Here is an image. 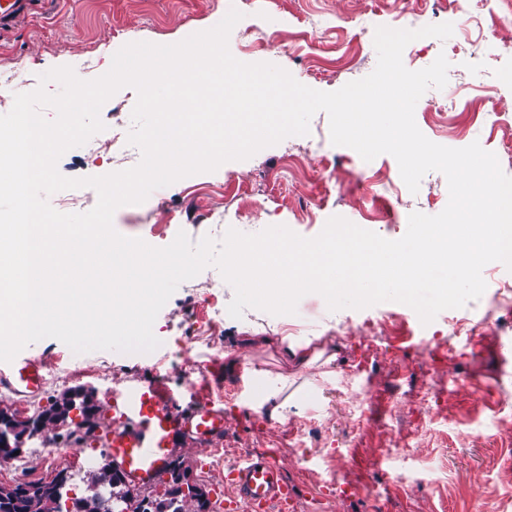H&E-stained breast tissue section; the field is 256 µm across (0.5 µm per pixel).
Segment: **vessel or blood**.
Wrapping results in <instances>:
<instances>
[{
  "label": "vessel or blood",
  "mask_w": 512,
  "mask_h": 512,
  "mask_svg": "<svg viewBox=\"0 0 512 512\" xmlns=\"http://www.w3.org/2000/svg\"><path fill=\"white\" fill-rule=\"evenodd\" d=\"M51 0H0V30L14 26L36 5ZM41 358L20 354L0 362V385L13 393L34 395L44 385ZM112 462L130 483L151 487L174 458L179 442L222 447L231 422L223 408L191 395H178L155 382L130 386L112 400ZM225 512H296L298 489L282 475V465L268 453L247 452L224 469Z\"/></svg>",
  "instance_id": "vessel-or-blood-1"
}]
</instances>
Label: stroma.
I'll use <instances>...</instances> for the list:
<instances>
[{"instance_id": "obj_1", "label": "stroma", "mask_w": 512, "mask_h": 512, "mask_svg": "<svg viewBox=\"0 0 512 512\" xmlns=\"http://www.w3.org/2000/svg\"><path fill=\"white\" fill-rule=\"evenodd\" d=\"M242 18L229 37L232 55L266 62L312 89L331 92L369 75L377 53L368 28L403 23L415 14L452 23L444 41L426 40L404 51L411 70L438 55L450 63L443 89L418 101L415 121L434 143L463 148L471 143L493 152L512 175V86L495 84L498 65L512 63V0H55L45 12L0 32V85L22 66L40 73L72 67L83 80L106 73L112 56L133 42L169 45L216 26L230 9ZM267 42H260V34ZM135 89L125 87L102 107L104 131L66 151L58 161L68 178L102 176L137 165L138 147L113 150V133L129 134ZM449 200L447 180L427 173L418 193L404 184L395 158L382 154L363 167L351 148L330 141L329 118L316 113L305 136L266 147L249 159L228 161L154 190L137 205L119 207L113 227L122 236L164 247L178 232L191 241L221 240L227 229L256 234L284 225L306 238L340 216L379 236L401 238L413 212L439 214ZM482 276L483 295L421 324L409 306L387 301L361 310H329L316 293L305 295L293 315L254 308L242 318L225 317L209 341L199 332L215 309L234 296L213 266L179 285L160 310L153 333L161 345L143 354L74 353L44 338L28 345L45 365L46 384L33 396L0 389V409L29 416L60 393L84 388L103 408L101 437L88 447L103 452L112 438L106 409L113 394L156 381L174 393H203L232 421L226 445L271 453L288 482L298 488V512H371L365 494L340 499L326 492L332 480L376 485L389 512H512V434H498V394H512V329L502 304L512 297V270L492 262ZM264 331L266 342L250 341ZM482 339H475V332ZM442 337L455 358L427 378L417 365L426 339ZM292 336L332 355L330 365L299 368L286 359L279 340ZM204 375L191 373L193 365ZM259 370L311 381L306 398L281 422L251 410ZM432 382L435 396L416 392ZM363 417L362 428L350 420Z\"/></svg>"}]
</instances>
